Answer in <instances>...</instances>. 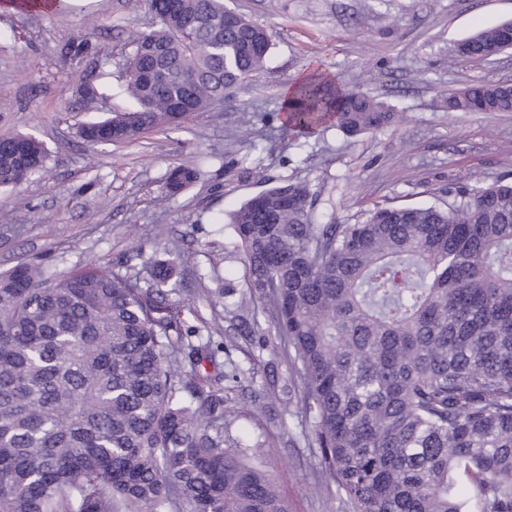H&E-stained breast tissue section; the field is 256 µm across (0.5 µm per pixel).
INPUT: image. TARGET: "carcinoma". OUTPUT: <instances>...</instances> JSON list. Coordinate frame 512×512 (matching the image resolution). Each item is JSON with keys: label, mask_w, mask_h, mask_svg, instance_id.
<instances>
[{"label": "carcinoma", "mask_w": 512, "mask_h": 512, "mask_svg": "<svg viewBox=\"0 0 512 512\" xmlns=\"http://www.w3.org/2000/svg\"><path fill=\"white\" fill-rule=\"evenodd\" d=\"M503 26L460 42L482 58ZM125 70L165 45L159 84L124 82L131 105L89 131L124 141L224 100L263 70L267 30L224 0H175L130 36ZM75 96L92 110L96 84ZM450 112H512L506 85L474 84ZM287 126L329 117L348 136L397 119L377 97L313 76ZM33 135L0 136V188L42 169ZM196 179L168 173L167 196ZM308 186L286 182L232 214L251 295L298 378L296 415L340 512H512V183L478 178L444 206L378 205L316 224ZM89 262H27L0 275V512H289L263 454L228 433L222 372L186 341L175 276Z\"/></svg>", "instance_id": "1"}]
</instances>
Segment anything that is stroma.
<instances>
[{
  "label": "stroma",
  "instance_id": "stroma-1",
  "mask_svg": "<svg viewBox=\"0 0 512 512\" xmlns=\"http://www.w3.org/2000/svg\"><path fill=\"white\" fill-rule=\"evenodd\" d=\"M150 4L62 0L27 12L0 0V134H31L47 149L43 169L0 190V272L21 261L67 270L91 260L138 271L183 252L177 283L194 301L183 315L193 344H211L216 369L229 357L254 375L230 392V435L261 446L290 512H339L334 491L316 488L317 460L290 414L288 360L276 339L258 344L269 317L249 296L230 214L285 181L308 185L319 224L355 222L378 204H440L475 176L512 182V112H451L441 102L476 81L512 84V50L493 62L456 51L478 30L512 22V0H224L267 29L265 70L178 125L87 143L83 124L126 105L129 35L149 25ZM82 40L84 52L72 54ZM314 73L379 98L398 120L359 137L331 120L289 129L284 92ZM82 78L99 87L97 113L74 100ZM176 166L197 178L169 199Z\"/></svg>",
  "mask_w": 512,
  "mask_h": 512
}]
</instances>
